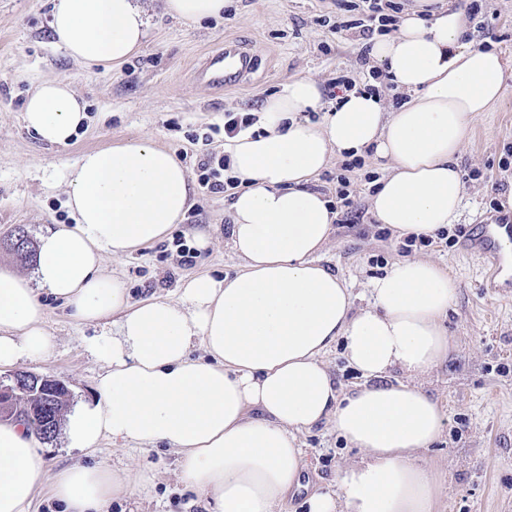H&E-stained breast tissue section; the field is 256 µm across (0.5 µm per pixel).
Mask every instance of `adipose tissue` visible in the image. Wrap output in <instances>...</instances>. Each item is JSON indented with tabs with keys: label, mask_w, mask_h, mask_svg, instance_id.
<instances>
[{
	"label": "adipose tissue",
	"mask_w": 512,
	"mask_h": 512,
	"mask_svg": "<svg viewBox=\"0 0 512 512\" xmlns=\"http://www.w3.org/2000/svg\"><path fill=\"white\" fill-rule=\"evenodd\" d=\"M423 2L429 17L403 16L371 51L408 101L352 90L327 108L319 82L301 76L264 99L254 128L225 139L228 174L241 183L228 228L244 262L234 277H194L178 300L131 302L104 273V255L165 239L190 206L193 182L148 139L81 154L67 180L73 223L40 236L33 275L0 268V367L52 353L40 292L78 321H112L111 333L85 343L102 371L93 401L66 417L69 447L163 442L179 456L180 484L205 497L208 512H277L302 486L301 434L329 422L361 456L337 471L334 490L308 493V512H434L439 486L421 453L445 415L418 380L452 348L442 320L453 282L436 261L401 260L371 282V304L355 309L319 262L336 214L310 188L332 155H369L383 171L370 196L378 223L431 236L457 222V157L479 114L502 99L505 68L497 52L463 44V12ZM51 29L75 61L117 68L141 48L146 15L138 0H52ZM308 110L320 120L305 118ZM86 119L82 100L57 79L23 109L26 127L56 146ZM337 344L365 379L345 395L324 362ZM197 345L205 357H191ZM394 369L404 381L384 383ZM45 482L62 512H106L127 486L100 465L49 472L32 430L0 422V512H28Z\"/></svg>",
	"instance_id": "obj_1"
}]
</instances>
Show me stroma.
<instances>
[{
    "label": "stroma",
    "mask_w": 512,
    "mask_h": 512,
    "mask_svg": "<svg viewBox=\"0 0 512 512\" xmlns=\"http://www.w3.org/2000/svg\"><path fill=\"white\" fill-rule=\"evenodd\" d=\"M148 21L146 40L120 68L85 67L57 46L50 30L51 0H0V267L32 274L34 262L20 260L6 245L15 227L31 239L49 226L70 223L65 206L70 166L86 150L150 138L195 171L205 152L223 154L224 115L251 113L289 80L311 76L329 86L345 75L362 79L360 38L332 33L326 20L339 16L337 0H228L222 18L184 24L166 16L164 0H139ZM468 43L489 47L505 60V94L481 113L461 152L466 181L464 207L456 226L427 247L405 251L403 239L379 224L369 204L366 173L373 161L349 174L357 210L338 209L333 231L319 258L350 289L355 307L368 304V284L396 261L433 259L448 270L457 289L444 325L453 339L447 361L421 377L425 392L440 403L446 427L424 450L440 493L435 512H512V287L488 284L487 264L467 254L459 237L503 215L500 201L512 192V0H482V14L468 24ZM238 41L259 59L258 69L239 87L218 90L200 83L195 70L224 42ZM71 84L84 101L88 120L70 145L53 146L25 128L21 114L35 86L46 79ZM227 193L197 190L195 202L171 236L126 256H105L107 272L119 278L131 299H177L183 280L207 274L232 276L241 269L225 232L231 221ZM211 235L210 248L183 262L174 238L195 246L197 232ZM46 327L56 347L44 361L23 370L54 376L69 390L68 408L94 395L100 364L85 349L86 338L106 323L81 324L50 294H42ZM311 486L334 488L340 465L359 459L332 423L303 436ZM49 469L76 463L149 475L133 494L110 502L107 512H206L177 482V457L165 445L130 449L102 440L94 451L68 448L63 435L40 444Z\"/></svg>",
    "instance_id": "35a3bbf8"
}]
</instances>
